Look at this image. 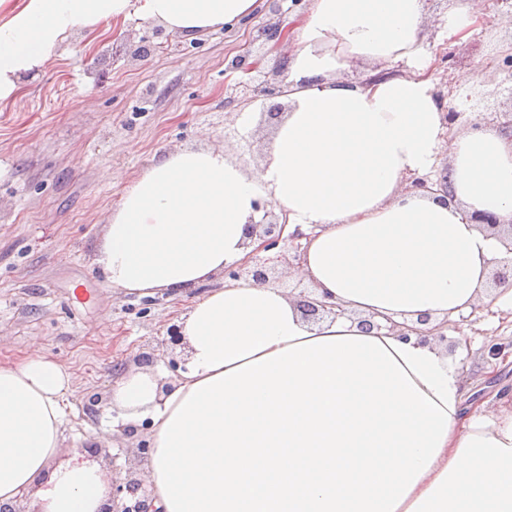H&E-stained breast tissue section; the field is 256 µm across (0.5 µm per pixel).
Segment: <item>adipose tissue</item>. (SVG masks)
Listing matches in <instances>:
<instances>
[{"instance_id":"1","label":"adipose tissue","mask_w":512,"mask_h":512,"mask_svg":"<svg viewBox=\"0 0 512 512\" xmlns=\"http://www.w3.org/2000/svg\"><path fill=\"white\" fill-rule=\"evenodd\" d=\"M258 0H0V102L59 57L74 30L137 14L192 39L251 16ZM480 0H454L453 44ZM424 0H310L285 52L288 110L257 168L227 150L164 154L125 191L95 256L109 287L185 295L244 260L257 199L306 233L293 277L343 316L309 321L299 296L250 280L196 297L178 325L186 363L119 376L110 410L150 423L154 512H512V405L464 399L436 341L365 331L364 318L438 325L482 302L506 260L471 217L512 222V132L446 129L421 37ZM395 77L340 79L352 62ZM446 172L449 195L406 191ZM72 375L33 354L0 363V504L100 512L109 474L61 459Z\"/></svg>"}]
</instances>
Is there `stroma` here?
Masks as SVG:
<instances>
[{"label":"stroma","instance_id":"stroma-1","mask_svg":"<svg viewBox=\"0 0 512 512\" xmlns=\"http://www.w3.org/2000/svg\"><path fill=\"white\" fill-rule=\"evenodd\" d=\"M450 0H425L423 33L432 72L448 106L498 127L512 113V19L501 0H481L482 28L462 45L440 37ZM306 4L259 0L243 23L139 57L154 43L153 23L138 16L79 30L58 59L25 78L0 103V363L40 352L73 376L68 396L72 428L66 451L95 449L114 483L142 477L150 453L148 427L109 434L101 418L115 379L137 367L142 353L182 364L166 331L189 305L166 292L142 296L108 286L85 302L72 292L100 278L96 248L112 211L130 185L163 153L188 147L233 151L245 168L258 165L276 124L262 87L280 86L282 57L258 29L290 32ZM245 56L251 73L228 62ZM246 89H239V82ZM245 138L231 137L244 108ZM448 353L457 358L466 394L494 407L512 390V312L481 304L448 324ZM504 353L490 359L488 348Z\"/></svg>","mask_w":512,"mask_h":512}]
</instances>
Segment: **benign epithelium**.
I'll return each instance as SVG.
<instances>
[{
  "label": "benign epithelium",
  "instance_id": "1",
  "mask_svg": "<svg viewBox=\"0 0 512 512\" xmlns=\"http://www.w3.org/2000/svg\"><path fill=\"white\" fill-rule=\"evenodd\" d=\"M407 189L410 191H422L432 193L434 191L447 192V177L443 176L438 180L430 177H410L407 179ZM255 209L263 213L259 222L248 225V234L257 235L262 238V243L256 252L252 253L244 262L230 265L224 268V277L237 280L247 279L261 284L277 283L276 268L270 265V259L260 256V252L277 249L288 254V263L301 260L304 246L302 241L307 235L300 229H295L290 234H285L288 226L287 215H279L275 212L271 201L260 198L255 203ZM305 316L311 320H318L324 315H341L344 310L337 309L333 305H327L317 299L305 300L303 304ZM389 331L397 336L406 337L411 333L420 336V340L427 341L430 338L445 340L443 327L418 329L408 326H399L390 323ZM105 512H151L148 502L146 488L140 479H130L124 486L112 490V501Z\"/></svg>",
  "mask_w": 512,
  "mask_h": 512
}]
</instances>
